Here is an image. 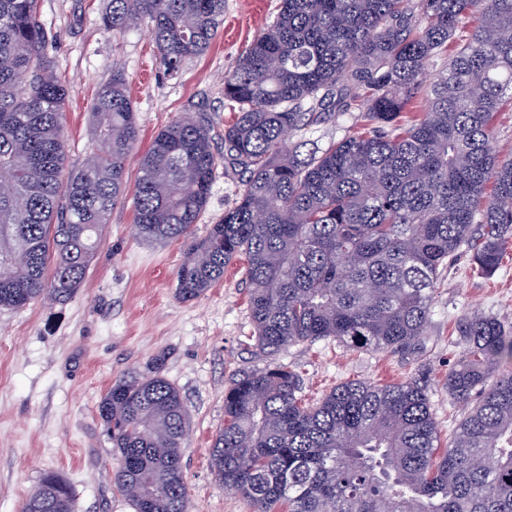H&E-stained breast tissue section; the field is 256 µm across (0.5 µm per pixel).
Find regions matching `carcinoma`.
I'll use <instances>...</instances> for the list:
<instances>
[{"instance_id":"carcinoma-1","label":"carcinoma","mask_w":512,"mask_h":512,"mask_svg":"<svg viewBox=\"0 0 512 512\" xmlns=\"http://www.w3.org/2000/svg\"><path fill=\"white\" fill-rule=\"evenodd\" d=\"M224 0H110L103 26L146 25L170 73L203 53ZM476 26L430 77L464 20ZM40 0H0V308L82 285L139 127L116 70L91 107L93 151L66 168L68 89L51 75ZM512 100V0H280L273 21L224 80L238 106L224 129L235 204L190 244L177 294L191 301L246 255L257 349L332 339L406 351L430 321L441 272L462 252L484 276L512 241V159L492 151L493 118ZM427 108L400 123L415 101ZM356 108L363 131L325 145L323 117ZM301 141L287 144L285 134ZM217 165L209 127L185 116L140 160L135 223L146 241L187 240ZM448 395L463 418L441 444L417 379L353 380L318 402L285 364L224 391L210 449L224 489L253 512H512V325L461 318ZM119 458L113 486L135 512H186L182 448L190 415L155 363L115 381L98 407ZM69 484L46 475L22 512H70Z\"/></svg>"}]
</instances>
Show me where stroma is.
<instances>
[{"mask_svg": "<svg viewBox=\"0 0 512 512\" xmlns=\"http://www.w3.org/2000/svg\"><path fill=\"white\" fill-rule=\"evenodd\" d=\"M109 0H42L45 48L70 97L63 114L67 163H81L91 148L90 105L113 71L125 75L141 137L126 163V190L113 208L86 279L67 301L45 298L21 309H0V512H22L27 494L49 473L67 480L75 512H134L112 487L118 465L103 431L98 405L130 371L160 365L180 390L190 413L183 449L188 512H251L240 495L215 480L210 446L224 425V392L245 371L268 363L252 338L245 257L199 298L179 299L182 241L149 243L135 228L133 198L139 159L159 131L200 116L221 144L234 109L224 100V79L245 46L276 13L278 0H224V25L209 50L166 73L145 27L105 30ZM237 175L216 168L209 202L195 239L232 206ZM482 312L512 323V249L493 276L478 274L460 255L440 277L431 320L416 349L354 350L332 340L295 344L279 362L300 372L302 395L316 401L352 380L425 384L435 418L452 428L463 410L452 404L446 379L459 357L456 322Z\"/></svg>", "mask_w": 512, "mask_h": 512, "instance_id": "35a3bbf8", "label": "stroma"}]
</instances>
